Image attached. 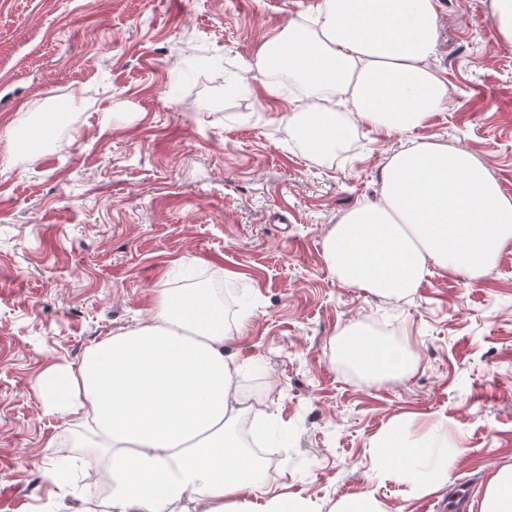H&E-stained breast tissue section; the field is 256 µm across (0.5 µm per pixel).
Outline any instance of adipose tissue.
<instances>
[{
    "label": "adipose tissue",
    "instance_id": "obj_1",
    "mask_svg": "<svg viewBox=\"0 0 512 512\" xmlns=\"http://www.w3.org/2000/svg\"><path fill=\"white\" fill-rule=\"evenodd\" d=\"M440 0H323L313 27L293 21L259 50L257 72H286L324 105L288 116L289 132L311 159L340 148L351 124L393 136L448 107V84L429 59ZM352 116L339 119L331 95ZM512 243V199L484 161L445 143L396 151L382 171L379 200L348 211L324 240L329 271L345 286L406 294L429 266L474 280ZM233 334L224 308L200 288L164 290L148 318L122 327L78 364L39 378L48 413L78 420L110 475V512H308L273 492L260 463L234 431L251 409L224 353ZM341 357L367 377L407 370L405 353L359 331ZM435 442L406 441L393 422L373 443L376 470L410 477L428 491L448 476L428 468Z\"/></svg>",
    "mask_w": 512,
    "mask_h": 512
}]
</instances>
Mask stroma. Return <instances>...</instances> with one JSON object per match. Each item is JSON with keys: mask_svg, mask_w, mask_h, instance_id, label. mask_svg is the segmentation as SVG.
Segmentation results:
<instances>
[{"mask_svg": "<svg viewBox=\"0 0 512 512\" xmlns=\"http://www.w3.org/2000/svg\"><path fill=\"white\" fill-rule=\"evenodd\" d=\"M442 2L430 63L447 110L390 138L357 127L312 160L288 133L293 93L272 103L250 79L229 95L224 72L253 68L322 0H0V130L30 140L0 164V512L81 507L45 473L66 451L93 458V441L46 414L37 378L145 318L188 264L249 298L224 313L227 351L253 405L238 430L289 433L278 448L256 438L269 486L314 512L362 493L389 512H454L460 487L483 498L512 465V245L478 280L434 266L398 296L343 286L324 258L327 232L416 142L471 151L512 198V44L491 0ZM198 61L213 67L184 79ZM348 328L406 350L411 373L366 378L339 355ZM395 418L412 443L446 422L457 460L439 489L374 476L371 444Z\"/></svg>", "mask_w": 512, "mask_h": 512, "instance_id": "1", "label": "stroma"}]
</instances>
